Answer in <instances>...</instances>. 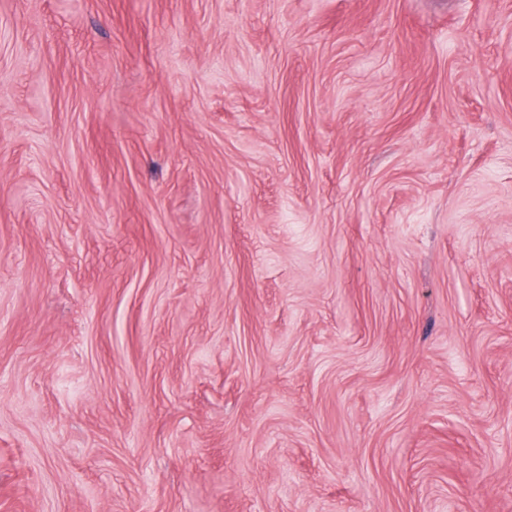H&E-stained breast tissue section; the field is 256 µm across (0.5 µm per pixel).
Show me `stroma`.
Wrapping results in <instances>:
<instances>
[{
  "label": "stroma",
  "instance_id": "1",
  "mask_svg": "<svg viewBox=\"0 0 512 512\" xmlns=\"http://www.w3.org/2000/svg\"><path fill=\"white\" fill-rule=\"evenodd\" d=\"M0 512H512V0H9Z\"/></svg>",
  "mask_w": 512,
  "mask_h": 512
}]
</instances>
